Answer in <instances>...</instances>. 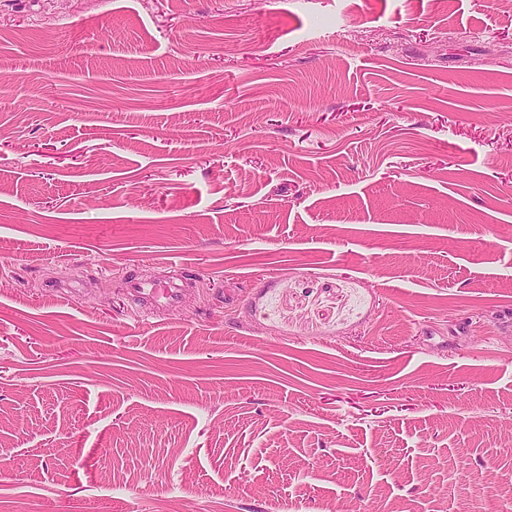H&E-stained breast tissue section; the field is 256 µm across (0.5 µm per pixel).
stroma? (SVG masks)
Instances as JSON below:
<instances>
[{
	"label": "stroma",
	"mask_w": 512,
	"mask_h": 512,
	"mask_svg": "<svg viewBox=\"0 0 512 512\" xmlns=\"http://www.w3.org/2000/svg\"><path fill=\"white\" fill-rule=\"evenodd\" d=\"M0 512H512V8L0 0ZM172 279L166 282L148 281L129 275L124 285L127 297L134 304L133 314L139 318H152L173 307L179 300L187 278L177 267L172 269Z\"/></svg>",
	"instance_id": "obj_1"
}]
</instances>
